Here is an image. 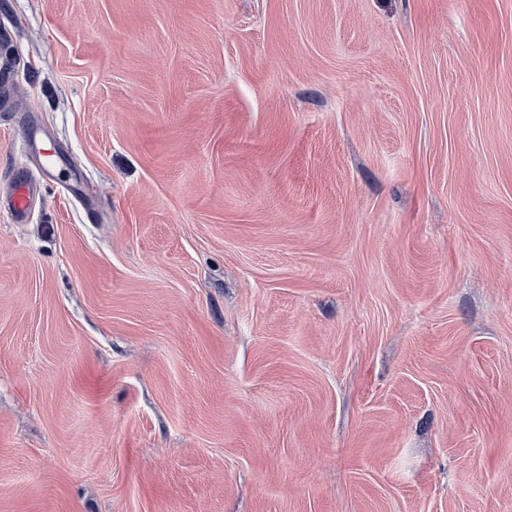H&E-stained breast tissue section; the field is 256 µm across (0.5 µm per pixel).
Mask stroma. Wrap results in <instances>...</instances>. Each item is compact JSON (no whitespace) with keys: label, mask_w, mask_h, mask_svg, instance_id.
Returning <instances> with one entry per match:
<instances>
[{"label":"stroma","mask_w":512,"mask_h":512,"mask_svg":"<svg viewBox=\"0 0 512 512\" xmlns=\"http://www.w3.org/2000/svg\"><path fill=\"white\" fill-rule=\"evenodd\" d=\"M0 512H512V0H0ZM29 153L38 158L41 172L48 178L71 179L70 172L58 162V154L51 139L36 128H30L25 137ZM36 191L37 181L17 179L0 195V211H6L14 224H25Z\"/></svg>","instance_id":"stroma-1"}]
</instances>
